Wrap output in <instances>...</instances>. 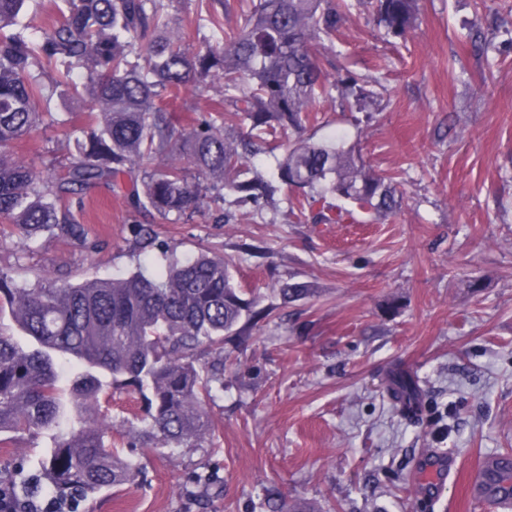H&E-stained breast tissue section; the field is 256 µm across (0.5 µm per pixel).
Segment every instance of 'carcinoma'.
<instances>
[{"mask_svg":"<svg viewBox=\"0 0 512 512\" xmlns=\"http://www.w3.org/2000/svg\"><path fill=\"white\" fill-rule=\"evenodd\" d=\"M68 18L34 42L22 21L29 0H0V230L21 246L41 236L86 243L88 227L73 199L103 185L137 211L163 219L208 216L224 222V201L259 213L286 186L309 206L331 194L378 220L395 215L392 180L367 170L342 143H287L276 133L301 131L319 98L374 94L369 76L332 79L318 47L331 38L350 0H236L239 24L224 30L225 0L170 27L163 0H65ZM419 0H374L373 19L387 37L406 38ZM212 37L195 53L185 30ZM51 77L45 85L43 76ZM88 103L68 162L38 169L19 162L12 144L48 122L65 124L50 103L59 87ZM219 87L213 114L181 119L184 93ZM284 151L276 173L254 170L261 153ZM160 270L124 277L30 287L0 272V312L9 310L29 337L25 348L0 334V436L55 430L42 460L59 497L92 498L132 480L135 464L112 454L100 418L103 393L135 386L146 401L136 436L142 450L160 438L171 448L195 444L208 428L213 384L224 388V359L208 371L198 351L224 354V338L248 333L265 317L246 299L221 255L181 260L163 253ZM75 369L68 391L58 361ZM388 391L403 413L421 404L418 381L392 371Z\"/></svg>","mask_w":512,"mask_h":512,"instance_id":"cac0c4a2","label":"carcinoma"}]
</instances>
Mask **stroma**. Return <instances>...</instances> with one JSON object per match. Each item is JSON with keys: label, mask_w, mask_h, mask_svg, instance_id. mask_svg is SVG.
<instances>
[{"label": "stroma", "mask_w": 512, "mask_h": 512, "mask_svg": "<svg viewBox=\"0 0 512 512\" xmlns=\"http://www.w3.org/2000/svg\"><path fill=\"white\" fill-rule=\"evenodd\" d=\"M406 39L384 37L369 5L348 12L328 44L339 70L382 77L370 122L318 100L303 137L342 136L382 176L394 177L399 214L339 216V201L301 208L284 190L277 210L224 223H170L136 213L103 188L84 192L87 245L42 237L29 247L0 236V272L30 284L127 275L161 250L231 260L248 298L269 319L203 365L233 358L208 407L209 430L189 448L132 445L128 421L143 401L130 388L102 398L107 439L140 473L77 512H263L267 488L312 512H491L468 481L489 457L512 454V0H420ZM63 134L41 128L15 157L41 164L45 148L68 155ZM150 228L140 249L136 225ZM288 281L313 295L287 303ZM412 373L424 392L417 417L397 413L385 381ZM50 435L0 446V479L46 485L39 461ZM457 461L441 496L414 477L431 451ZM25 460L24 472L13 463Z\"/></svg>", "instance_id": "obj_1"}]
</instances>
